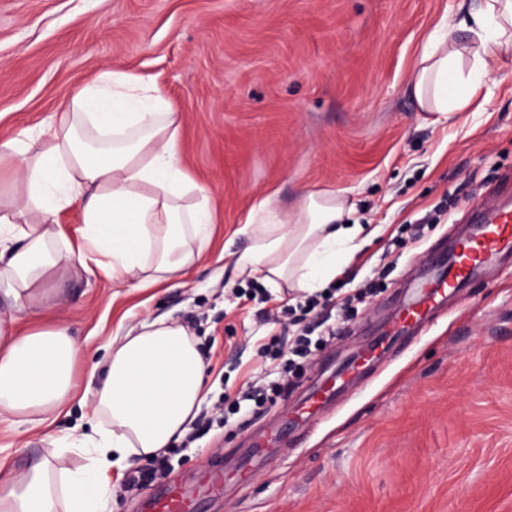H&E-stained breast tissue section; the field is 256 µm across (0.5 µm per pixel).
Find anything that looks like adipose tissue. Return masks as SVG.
Instances as JSON below:
<instances>
[{"mask_svg": "<svg viewBox=\"0 0 512 512\" xmlns=\"http://www.w3.org/2000/svg\"><path fill=\"white\" fill-rule=\"evenodd\" d=\"M469 41L430 36L410 89L433 122L454 120L486 83L492 48L512 45V0H462ZM180 115L143 77L106 72L84 87L69 112L50 124L42 147L0 143L25 193L0 203V294L14 313L0 317V421L15 427L53 423L77 388L82 349L67 326L22 323V311L47 303L42 283L56 267L98 255L118 287L177 280L206 254L214 211L179 159ZM77 207L83 251L62 241L57 214ZM345 191L303 192L293 211L257 199L245 221L247 245L237 270L275 288L313 291L343 275L377 229L353 222ZM206 364L193 332L159 317L113 338L104 362L86 371L93 383L89 423L62 435L38 462L14 471L0 460V512H112L109 473L132 455L147 460L193 422ZM82 463L56 471L63 453Z\"/></svg>", "mask_w": 512, "mask_h": 512, "instance_id": "adipose-tissue-1", "label": "adipose tissue"}]
</instances>
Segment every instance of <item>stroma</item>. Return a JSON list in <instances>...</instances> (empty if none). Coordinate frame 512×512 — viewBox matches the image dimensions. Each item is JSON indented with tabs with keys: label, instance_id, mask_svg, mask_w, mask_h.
<instances>
[{
	"label": "stroma",
	"instance_id": "stroma-1",
	"mask_svg": "<svg viewBox=\"0 0 512 512\" xmlns=\"http://www.w3.org/2000/svg\"><path fill=\"white\" fill-rule=\"evenodd\" d=\"M457 3L0 0V142L38 137L103 72L134 73L180 113L181 165L214 207L208 255L178 283L116 288L92 261L49 277V310L26 318L69 326L77 373L112 338L167 316L191 326L208 362L202 410L232 403L278 368L263 345L294 332V295L224 257L246 245L254 201L289 209L303 191L347 189L354 220L381 229L343 277L348 319L307 315L335 334L312 345L287 396L213 424L133 491L123 485L146 463L130 457L112 472V512H148L161 487L199 486L210 466L228 482L201 495L200 512H512V260L480 269L320 417L294 415L380 340L473 207L512 202V47L493 50L481 109L454 122L426 121L409 92L431 32L457 26ZM82 412L71 402L25 433L2 422L0 453L26 469ZM248 461L258 467L237 483Z\"/></svg>",
	"mask_w": 512,
	"mask_h": 512
}]
</instances>
